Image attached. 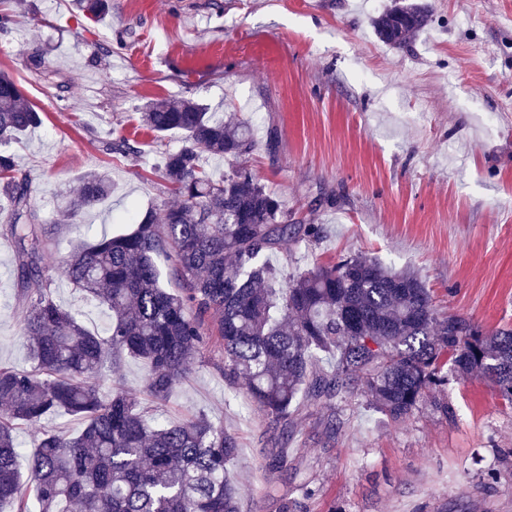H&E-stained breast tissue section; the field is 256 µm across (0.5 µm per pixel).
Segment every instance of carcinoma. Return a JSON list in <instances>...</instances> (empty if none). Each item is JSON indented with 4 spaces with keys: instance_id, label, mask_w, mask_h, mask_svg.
<instances>
[{
    "instance_id": "1",
    "label": "carcinoma",
    "mask_w": 512,
    "mask_h": 512,
    "mask_svg": "<svg viewBox=\"0 0 512 512\" xmlns=\"http://www.w3.org/2000/svg\"><path fill=\"white\" fill-rule=\"evenodd\" d=\"M430 21L421 0H394L372 19L376 36L402 48ZM140 120L181 145L165 150L161 178L179 202L129 213L130 225L74 246L57 263L51 229L34 224L32 180L10 151L40 113L0 70V195L20 260L19 283H41L22 322L33 369L0 366V512H240L231 468L239 448L224 423L199 412L185 421L153 417L117 376L123 363L149 365L143 393L165 402L214 336L224 380L268 420L287 465L301 400L336 432V404L365 397L391 421L412 416L455 377H480L512 404V328L487 331L442 315L421 277L376 258L350 256L284 273L264 257L290 239L315 242L317 224L288 222L282 203L247 167L215 179L205 155L237 161L254 147L247 118H213L192 101H152ZM108 176L86 175L52 224H71L111 193ZM183 283L163 287L159 260ZM104 308L100 333L51 296L54 278ZM323 354L332 369H314ZM64 410L84 420L75 436L44 433L19 472L13 423L37 424Z\"/></svg>"
}]
</instances>
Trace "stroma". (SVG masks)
<instances>
[{
	"mask_svg": "<svg viewBox=\"0 0 512 512\" xmlns=\"http://www.w3.org/2000/svg\"><path fill=\"white\" fill-rule=\"evenodd\" d=\"M430 24L396 49L371 21L390 0H10L0 36L8 70L43 124L12 151L32 179L38 222L91 172L111 195L56 227L51 250L114 231L130 207L174 197L157 164L180 137L144 129L152 100H191L255 120L247 166L292 221L317 224L319 243L291 241L272 264L310 269L362 254L417 272L439 311L483 329L512 327V0H427ZM136 155L107 151L113 133ZM19 262L0 215V364L30 369L20 335ZM58 304L101 330L106 316L63 279ZM215 341L158 415L205 412L235 433L241 512H512V405L479 378L449 379L447 413L423 405L393 422L358 398L336 407V430L303 407L275 451L265 417L224 382ZM58 413L16 422L23 450L48 429L78 434ZM498 479L481 483V471ZM315 488L304 496L302 484Z\"/></svg>",
	"mask_w": 512,
	"mask_h": 512,
	"instance_id": "35a3bbf8",
	"label": "stroma"
}]
</instances>
